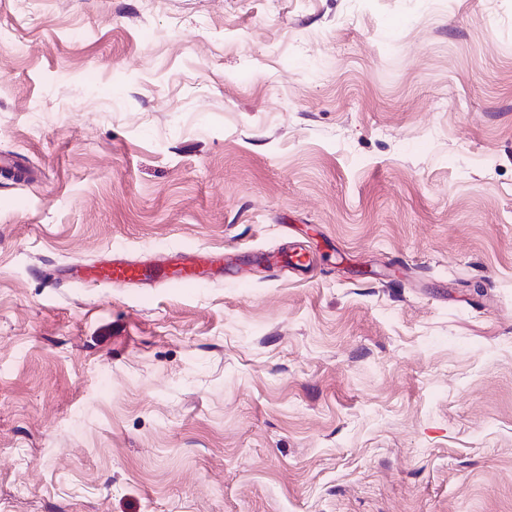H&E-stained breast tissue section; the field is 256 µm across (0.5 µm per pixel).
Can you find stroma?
I'll use <instances>...</instances> for the list:
<instances>
[{"instance_id":"obj_1","label":"stroma","mask_w":512,"mask_h":512,"mask_svg":"<svg viewBox=\"0 0 512 512\" xmlns=\"http://www.w3.org/2000/svg\"><path fill=\"white\" fill-rule=\"evenodd\" d=\"M0 29V512H512V0ZM189 246L237 268L64 281Z\"/></svg>"}]
</instances>
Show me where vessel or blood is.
Instances as JSON below:
<instances>
[{
    "instance_id": "1",
    "label": "vessel or blood",
    "mask_w": 512,
    "mask_h": 512,
    "mask_svg": "<svg viewBox=\"0 0 512 512\" xmlns=\"http://www.w3.org/2000/svg\"><path fill=\"white\" fill-rule=\"evenodd\" d=\"M224 270V252L183 248L153 254L145 262L129 261L117 255L102 264L77 268L74 281L81 285L106 283L115 287L144 281L196 285L222 278Z\"/></svg>"
}]
</instances>
